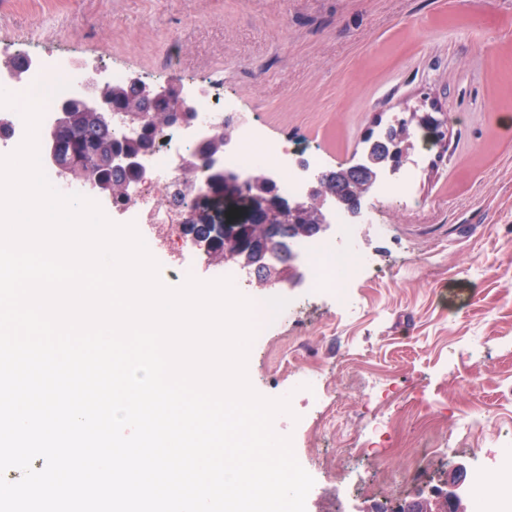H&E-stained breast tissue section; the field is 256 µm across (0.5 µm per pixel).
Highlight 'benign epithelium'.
<instances>
[{
	"instance_id": "obj_1",
	"label": "benign epithelium",
	"mask_w": 512,
	"mask_h": 512,
	"mask_svg": "<svg viewBox=\"0 0 512 512\" xmlns=\"http://www.w3.org/2000/svg\"><path fill=\"white\" fill-rule=\"evenodd\" d=\"M128 83L142 86L153 102L168 105L165 120L171 127L189 126L195 119L194 98L208 92L205 85L199 86L194 96H189L177 83L149 86L137 74H130ZM93 93L83 104L86 112H94L103 121L112 117V109L106 104L104 92L106 81L99 78L91 80ZM127 140L120 138L112 141L100 151L98 161L104 166L123 167L142 171L141 159L144 150L131 152L126 147ZM396 148H389L383 159L379 160L377 172L392 171L404 163ZM219 198H241L246 202L247 215L242 221L214 223L209 215L210 203ZM344 207L338 195L324 186L320 178L312 177L303 194L285 202L267 190L263 185L247 191L241 184L227 178L224 188L209 191L193 200L188 206L183 222L199 224L206 230L198 243L215 263L224 262V247L230 245L233 250L245 254L244 266L254 271L256 279L271 276L276 271H286L280 284L290 288L299 287L306 278L305 272L296 263L293 245L305 236H320L330 228L329 206Z\"/></svg>"
}]
</instances>
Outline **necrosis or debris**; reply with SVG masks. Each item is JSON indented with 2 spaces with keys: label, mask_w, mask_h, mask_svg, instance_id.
Masks as SVG:
<instances>
[{
  "label": "necrosis or debris",
  "mask_w": 512,
  "mask_h": 512,
  "mask_svg": "<svg viewBox=\"0 0 512 512\" xmlns=\"http://www.w3.org/2000/svg\"><path fill=\"white\" fill-rule=\"evenodd\" d=\"M24 61L27 65L24 77H16L11 70H0V88L20 97L52 90L53 95L45 104L40 123L45 129L54 123V109L60 101L83 94L84 69L78 63L55 57L28 54ZM194 105L195 123L158 136L154 148L142 159L143 176L130 184L125 198L100 197L92 183L71 182L61 170L49 165L45 166L44 172L61 193H79L98 201L114 223L134 222L150 226V233L143 236L149 251H159L165 239L190 243V236L181 231L173 232L172 227L180 223L185 203L200 192L206 182L202 179L184 180L183 160L189 153L197 151L203 141L221 133L225 116L239 110L237 101L232 98L216 100L206 96L195 100ZM217 165L247 175L258 170L271 173L280 195L286 198L300 195L306 177L323 169L318 157L306 149L268 137L252 113L242 117L235 146L218 158ZM333 221L338 226L336 244L327 247L312 239L300 242L298 250L308 256L327 252L334 271L359 275L365 269L366 261L357 248L353 220L342 212L334 216ZM492 467L499 475L494 487H487L483 470H475L471 476L468 488L475 493V506L478 512H512V431L497 436Z\"/></svg>",
  "instance_id": "1"
}]
</instances>
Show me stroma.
Segmentation results:
<instances>
[{
  "instance_id": "1",
  "label": "stroma",
  "mask_w": 512,
  "mask_h": 512,
  "mask_svg": "<svg viewBox=\"0 0 512 512\" xmlns=\"http://www.w3.org/2000/svg\"><path fill=\"white\" fill-rule=\"evenodd\" d=\"M138 73L150 85L207 84L259 116L268 134L358 160L377 122L432 106L447 134L420 143L412 204L377 205L364 225L367 276L351 314L298 288L295 312L254 339L247 373L262 396H291L273 427L317 488L311 512H369L445 488L448 471L485 467L493 430L457 419L485 408L512 425V0H0V44ZM317 368L324 410L355 417L346 434L299 427L296 380ZM388 376L408 424L404 451L363 454L369 387ZM440 420L423 432L417 399ZM441 446L421 483L406 450Z\"/></svg>"
}]
</instances>
